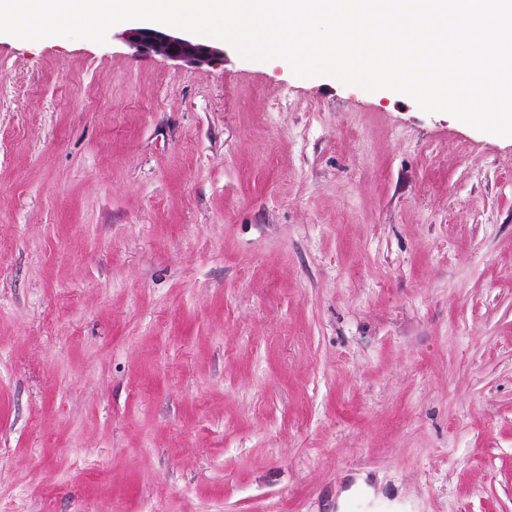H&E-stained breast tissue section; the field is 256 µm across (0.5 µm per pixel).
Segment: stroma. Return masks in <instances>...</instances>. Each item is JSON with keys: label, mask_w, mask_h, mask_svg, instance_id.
I'll return each instance as SVG.
<instances>
[{"label": "stroma", "mask_w": 512, "mask_h": 512, "mask_svg": "<svg viewBox=\"0 0 512 512\" xmlns=\"http://www.w3.org/2000/svg\"><path fill=\"white\" fill-rule=\"evenodd\" d=\"M0 34V512H512V137Z\"/></svg>", "instance_id": "1"}]
</instances>
